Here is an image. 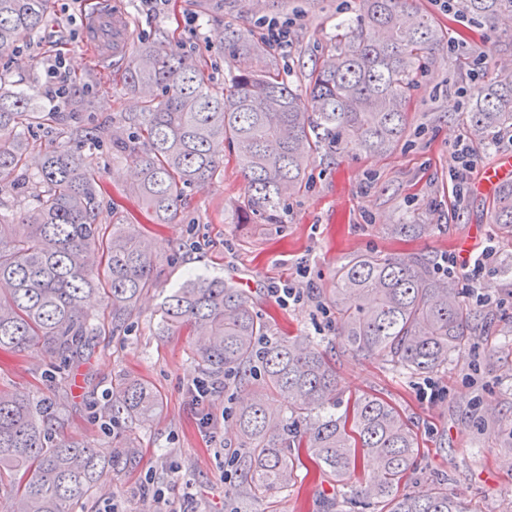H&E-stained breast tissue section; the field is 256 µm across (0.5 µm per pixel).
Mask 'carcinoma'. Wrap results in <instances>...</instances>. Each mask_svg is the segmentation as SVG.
Wrapping results in <instances>:
<instances>
[{"label":"carcinoma","instance_id":"obj_1","mask_svg":"<svg viewBox=\"0 0 512 512\" xmlns=\"http://www.w3.org/2000/svg\"><path fill=\"white\" fill-rule=\"evenodd\" d=\"M413 0H359L360 24L336 34V53L316 69L307 99L276 72L256 71L263 46L240 30L226 35L224 53L237 62L224 92L208 84L204 64L161 42H143L124 70L126 91L141 96L138 135L103 132L112 157L140 171L134 192L157 224L179 218L186 189L202 187L220 171L222 151L236 153L250 213L272 221L281 201L301 191L310 158L336 152L380 153L404 136L406 102L437 45L448 38ZM465 14L491 24L512 20V0H462ZM53 0H0V53L14 49L44 24ZM36 87L0 84V182L37 162L36 204L16 224L0 216V349L41 348L60 359L98 335L84 302L103 285L112 329L128 325L134 307L158 272L151 241L133 224H98L101 191L91 162L65 142L33 157L21 117L34 109ZM463 122L477 139L512 129V77L478 88ZM500 239L512 242V181L488 205ZM330 302L340 323L339 343L355 355H374L397 372L437 373L451 353L485 329L472 325L470 306L447 280L432 274L421 255H357L336 268ZM164 334L187 330L204 337L196 349L203 370L224 376V392L241 386L251 396L237 411L246 494L265 497L297 480L305 448L339 487L361 460L376 467L353 496L343 492L325 512L347 505L380 512H478L427 477L417 494H404L418 453L408 420L384 399L364 395L342 414L336 408L334 364L306 336L265 340L267 324L244 293L222 277L192 279L160 306ZM279 397L287 412L269 409ZM160 396L131 381L118 383L110 411L136 420L156 413ZM53 405L23 400L0 388V489L6 512H72L105 475L95 449L55 438ZM305 422L303 429L297 423Z\"/></svg>","mask_w":512,"mask_h":512}]
</instances>
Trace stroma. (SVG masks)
<instances>
[{
  "instance_id": "35a3bbf8",
  "label": "stroma",
  "mask_w": 512,
  "mask_h": 512,
  "mask_svg": "<svg viewBox=\"0 0 512 512\" xmlns=\"http://www.w3.org/2000/svg\"><path fill=\"white\" fill-rule=\"evenodd\" d=\"M413 6L451 39L437 47L417 77L405 136L382 154L320 149L307 165L304 191L283 202L274 222L243 214L245 180L233 155H225L212 183L186 190L179 223L156 225L133 191L134 165L113 160L111 143L72 141V149L90 159L101 186L100 223L145 228L159 271L128 330L92 337L80 354L61 361L39 349L0 350V386L23 398L51 399L63 409L53 422L56 436L88 443L102 460L119 461L79 512H102L113 495L125 512H148L159 487L184 512H231L225 493L245 482L232 461L238 442L233 414L224 396L214 398L219 439L210 441L188 387L215 378L198 366L194 337L157 333L164 296L191 272L221 276L243 289L267 322L269 340L294 334L319 344L335 362L342 400L378 394L405 413L419 442L405 491H420L423 476L438 475L447 478L449 492L471 501L478 512H512V436L499 429L500 419L512 416V287L501 273L512 264V244L498 241L488 199L474 190L482 168L512 154V133L473 142L469 168H462L457 152L469 136L461 116L474 92L503 77L502 62L512 61V52L502 49L512 38V24L472 19L461 9L447 10L443 0H414ZM124 8L132 20L130 46L163 41L204 59L218 91L235 68L222 52L221 35L234 27L256 38L259 19L288 21V46H266L255 66L277 64L304 95L313 71L336 47L338 24L354 21L357 0H125ZM80 15L76 0H57L51 21L0 55V81L15 88L40 86L47 65L63 54L70 96L86 102L74 125L88 131L125 125L138 109L135 97L125 91L121 69H99L81 47ZM397 224H424L428 230L400 234L393 230ZM490 239L493 256L479 277L469 276L459 263V243L475 251ZM361 254H419L435 261V274L451 276L467 303L484 295L480 312L488 334L473 337L440 372L412 378L391 371L378 357L343 353L339 321L328 301L332 274ZM443 257L452 267H440ZM285 283L303 291L301 303L278 305L270 289ZM122 377L160 395L161 407L147 424L103 414ZM429 386L436 397L426 396ZM298 474L287 491L246 501V512H320L334 487L315 465Z\"/></svg>"
}]
</instances>
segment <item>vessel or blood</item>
I'll return each mask as SVG.
<instances>
[{"label": "vessel or blood", "mask_w": 512, "mask_h": 512, "mask_svg": "<svg viewBox=\"0 0 512 512\" xmlns=\"http://www.w3.org/2000/svg\"><path fill=\"white\" fill-rule=\"evenodd\" d=\"M82 46L104 65L125 57L128 51L129 20L120 0H83ZM512 180V156L503 155L479 182L482 191H492Z\"/></svg>", "instance_id": "b4317fda"}]
</instances>
